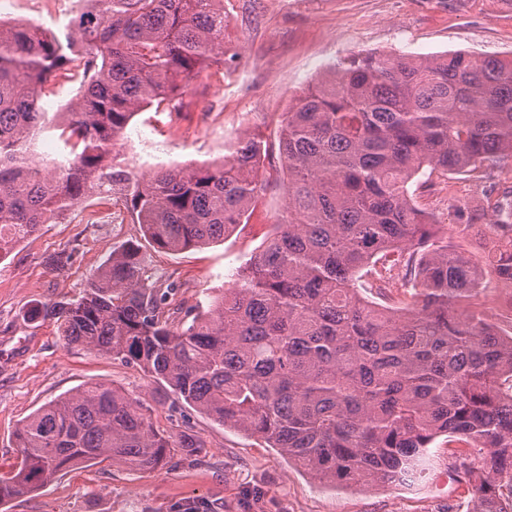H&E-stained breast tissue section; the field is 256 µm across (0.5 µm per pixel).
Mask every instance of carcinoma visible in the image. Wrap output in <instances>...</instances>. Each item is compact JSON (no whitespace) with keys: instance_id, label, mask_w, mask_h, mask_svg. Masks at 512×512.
<instances>
[{"instance_id":"1","label":"carcinoma","mask_w":512,"mask_h":512,"mask_svg":"<svg viewBox=\"0 0 512 512\" xmlns=\"http://www.w3.org/2000/svg\"><path fill=\"white\" fill-rule=\"evenodd\" d=\"M218 0H88L60 37L0 22V260L92 195L122 201L156 251L222 240L249 223L273 146L244 133L224 162L159 168L144 180L112 155L141 107L182 112L202 71L224 69ZM62 78L78 102L56 125L68 158L18 161L44 124L40 101ZM288 205L277 232L207 312L176 281L146 276L134 242L112 250L83 294L44 304L69 344L139 367L215 423L257 436L321 483L374 488L422 473L444 438L448 469L472 512H512V336L480 308L485 278L512 284V248L481 265L438 237L409 184L477 174L512 158V58L454 52L341 60L280 121ZM512 234V200L493 203ZM405 267L413 302L364 298L357 274ZM158 429L136 398L88 383L38 408L16 431L20 461L0 503L61 471L105 460L155 470L197 456L186 420Z\"/></svg>"}]
</instances>
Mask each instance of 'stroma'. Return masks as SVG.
Segmentation results:
<instances>
[{
	"label": "stroma",
	"instance_id": "1",
	"mask_svg": "<svg viewBox=\"0 0 512 512\" xmlns=\"http://www.w3.org/2000/svg\"><path fill=\"white\" fill-rule=\"evenodd\" d=\"M14 18L64 35L75 15L62 0H12ZM236 60L230 68L199 74L183 97L181 113L143 108L132 116L116 155L131 171L151 158L146 143L179 168L221 159L237 135L257 132L276 141L277 123L309 87L341 58L370 52L432 57L458 50L512 57V0H224ZM249 223L224 241L182 252H152L155 280L184 284L189 305L209 308L231 287L238 268L259 253L287 205L275 170ZM447 193L426 184L410 189L415 204L447 218L453 228L489 225L490 199L512 190V159L486 170L483 180L433 173ZM105 212L125 214L122 201L97 198L75 204L41 225L0 261V476L20 460V422L72 389L104 382L138 398L155 426L175 432L171 400L138 367L81 345H69L52 320L34 319L40 303L76 298L113 248L141 240L138 224H99ZM69 256L63 269L52 260ZM204 440L196 461L136 471L105 461L59 475L31 495L0 504V512H186L204 501L212 512H468L450 492L444 469L421 480L363 490L321 484L261 439L191 412Z\"/></svg>",
	"mask_w": 512,
	"mask_h": 512
}]
</instances>
